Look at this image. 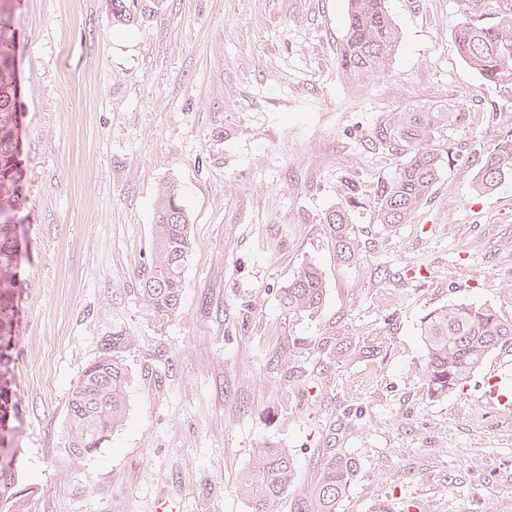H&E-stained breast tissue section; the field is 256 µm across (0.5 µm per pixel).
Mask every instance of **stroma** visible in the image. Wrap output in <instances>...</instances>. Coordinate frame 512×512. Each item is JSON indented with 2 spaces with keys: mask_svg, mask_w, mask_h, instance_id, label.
<instances>
[{
  "mask_svg": "<svg viewBox=\"0 0 512 512\" xmlns=\"http://www.w3.org/2000/svg\"><path fill=\"white\" fill-rule=\"evenodd\" d=\"M400 45L388 74H338L346 0H147L130 27L107 0H17L28 248L16 381L31 512H251L236 492L254 449H288L300 483L341 453L359 471L337 512H487L512 505V346L465 388L429 398L422 317L492 303L512 283V180L471 187L512 127V89L460 58V0H389ZM461 100L464 121L414 223L351 218L362 249L338 265L319 219L344 181L360 198L402 155L375 144L387 113ZM178 187L194 248L166 324L140 292L154 203ZM320 315L293 320L279 290L305 263ZM134 336L123 425L75 459L62 446L70 391L113 327ZM384 342L373 355L362 347Z\"/></svg>",
  "mask_w": 512,
  "mask_h": 512,
  "instance_id": "1",
  "label": "stroma"
}]
</instances>
